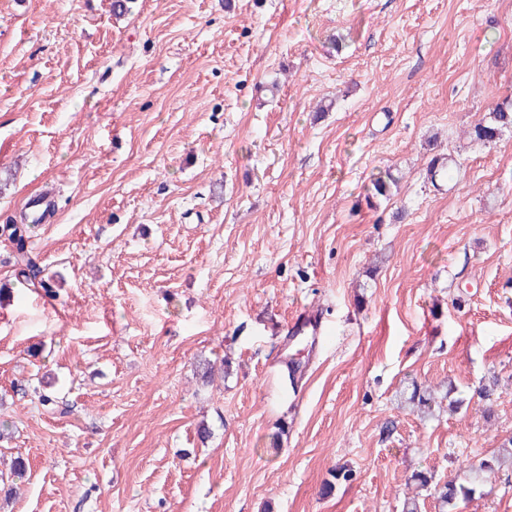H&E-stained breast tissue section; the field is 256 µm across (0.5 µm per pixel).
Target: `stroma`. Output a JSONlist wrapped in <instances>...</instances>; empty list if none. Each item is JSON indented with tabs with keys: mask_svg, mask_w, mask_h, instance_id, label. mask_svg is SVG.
Masks as SVG:
<instances>
[{
	"mask_svg": "<svg viewBox=\"0 0 512 512\" xmlns=\"http://www.w3.org/2000/svg\"><path fill=\"white\" fill-rule=\"evenodd\" d=\"M112 3L0 0V225L43 197L60 283L0 238V512H402L412 472L464 483L512 438V127L466 137L512 102V0ZM308 307L324 336L289 345ZM409 377L468 409L401 408ZM488 486L454 512H512V470Z\"/></svg>",
	"mask_w": 512,
	"mask_h": 512,
	"instance_id": "obj_1",
	"label": "stroma"
}]
</instances>
